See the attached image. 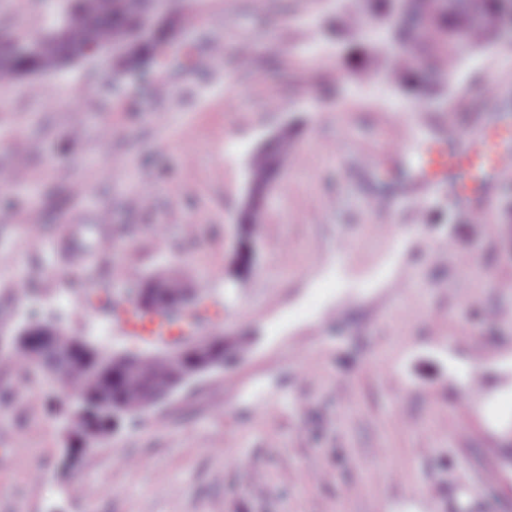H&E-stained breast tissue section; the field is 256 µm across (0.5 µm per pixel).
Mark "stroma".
Here are the masks:
<instances>
[{"label": "stroma", "instance_id": "stroma-1", "mask_svg": "<svg viewBox=\"0 0 512 512\" xmlns=\"http://www.w3.org/2000/svg\"><path fill=\"white\" fill-rule=\"evenodd\" d=\"M58 3L40 0L22 26L49 24ZM183 4L203 12L194 66L158 71L165 93L132 77L106 89L111 69L90 63L0 84V329L32 304L102 346L135 347L79 299L99 278L119 292L172 268L207 291L235 359L84 458L69 495L59 426L38 399L52 386L28 378L0 405V512H512V409L497 407L512 398L502 191L490 225L444 190L402 200L408 163L394 150L401 123L424 136L447 105L461 125L494 122L475 77L512 106V41L465 55L446 102L415 112L385 70L340 81L322 67L345 55L336 0ZM22 26L0 0V33ZM284 128L306 162L282 170L255 269L238 279L249 161ZM30 210L36 234L20 225ZM329 270L336 287L318 294Z\"/></svg>", "mask_w": 512, "mask_h": 512}]
</instances>
